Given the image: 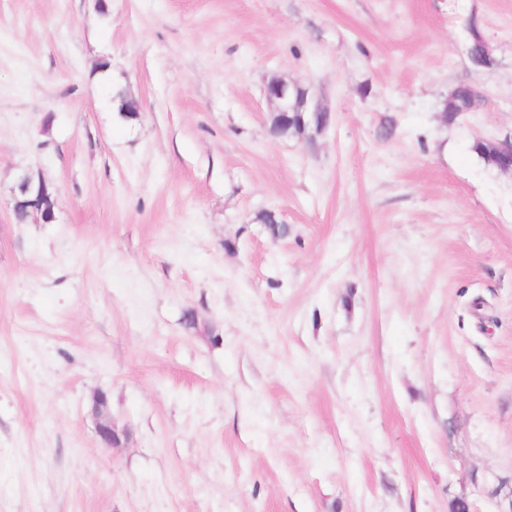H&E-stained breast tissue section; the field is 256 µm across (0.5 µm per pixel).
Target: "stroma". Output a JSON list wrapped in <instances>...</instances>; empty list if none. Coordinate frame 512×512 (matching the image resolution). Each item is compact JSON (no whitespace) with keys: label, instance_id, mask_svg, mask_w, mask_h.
<instances>
[{"label":"stroma","instance_id":"1","mask_svg":"<svg viewBox=\"0 0 512 512\" xmlns=\"http://www.w3.org/2000/svg\"><path fill=\"white\" fill-rule=\"evenodd\" d=\"M510 135L512 0H0V512H499ZM264 94L271 107V134L285 136L290 113L310 116L307 122L310 140L328 126V121H323L321 117L330 116L329 112L315 103L309 97L308 90L298 83L274 78L266 84ZM50 188L44 178L25 175L19 178L13 194V212L23 210L29 218L49 224L55 220V206L51 201ZM107 394L102 391L95 393L93 397L92 413L96 419V433L106 448L119 447L128 441L125 433H119L112 424V418L108 413Z\"/></svg>","mask_w":512,"mask_h":512}]
</instances>
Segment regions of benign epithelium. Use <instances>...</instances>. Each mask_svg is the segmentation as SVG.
<instances>
[{
  "mask_svg": "<svg viewBox=\"0 0 512 512\" xmlns=\"http://www.w3.org/2000/svg\"><path fill=\"white\" fill-rule=\"evenodd\" d=\"M271 107L270 133L283 136L288 130L289 114L308 115L309 138L321 133L328 122L322 117L329 115L324 108L315 103L307 89L296 82L283 78L270 80L264 90ZM498 160V169L512 173V136L493 144ZM49 185L44 178L38 179L25 175L19 178L13 194V211L23 210L26 216L36 218L44 224L55 220L56 203L51 201ZM92 413L96 419V433L105 447H119L128 441V436L118 432L108 413L107 394L99 391L93 397Z\"/></svg>",
  "mask_w": 512,
  "mask_h": 512,
  "instance_id": "obj_1",
  "label": "benign epithelium"
}]
</instances>
